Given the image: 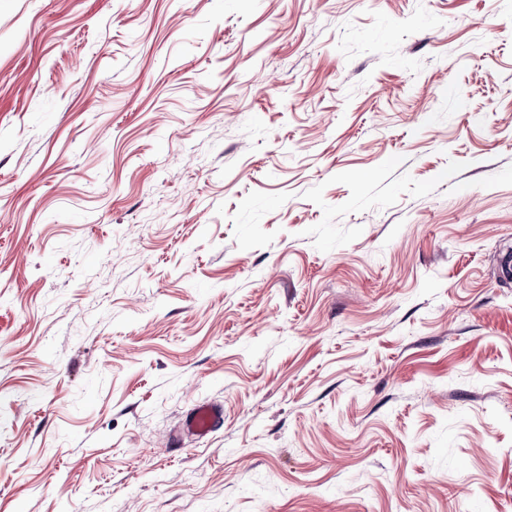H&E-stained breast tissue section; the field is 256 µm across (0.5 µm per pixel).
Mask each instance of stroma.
Instances as JSON below:
<instances>
[{"label":"stroma","instance_id":"35a3bbf8","mask_svg":"<svg viewBox=\"0 0 512 512\" xmlns=\"http://www.w3.org/2000/svg\"><path fill=\"white\" fill-rule=\"evenodd\" d=\"M511 260L512 0H0V512H512ZM184 426L191 435L207 436L224 426V410L211 403L197 404L187 415Z\"/></svg>","mask_w":512,"mask_h":512}]
</instances>
